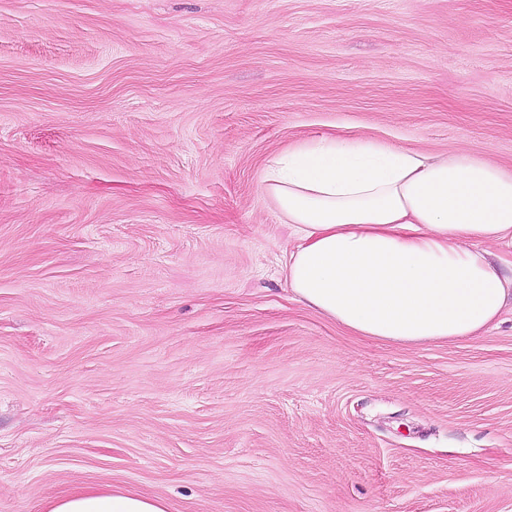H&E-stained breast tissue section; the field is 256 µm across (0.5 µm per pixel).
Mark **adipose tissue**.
I'll use <instances>...</instances> for the list:
<instances>
[{
    "label": "adipose tissue",
    "mask_w": 512,
    "mask_h": 512,
    "mask_svg": "<svg viewBox=\"0 0 512 512\" xmlns=\"http://www.w3.org/2000/svg\"><path fill=\"white\" fill-rule=\"evenodd\" d=\"M263 188L298 236L284 261L290 288L355 334L451 341L479 334L512 303V277L484 248L512 247V173L488 160L323 137L275 160ZM45 512L168 509L98 487Z\"/></svg>",
    "instance_id": "adipose-tissue-1"
}]
</instances>
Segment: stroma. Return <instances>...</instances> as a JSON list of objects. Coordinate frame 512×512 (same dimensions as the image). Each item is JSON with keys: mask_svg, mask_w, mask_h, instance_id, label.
<instances>
[{"mask_svg": "<svg viewBox=\"0 0 512 512\" xmlns=\"http://www.w3.org/2000/svg\"><path fill=\"white\" fill-rule=\"evenodd\" d=\"M359 136L512 172V0H0V512H512V306L296 301L261 177ZM45 512H168V509L157 497L98 487L57 497L48 503Z\"/></svg>", "mask_w": 512, "mask_h": 512, "instance_id": "obj_1", "label": "stroma"}]
</instances>
